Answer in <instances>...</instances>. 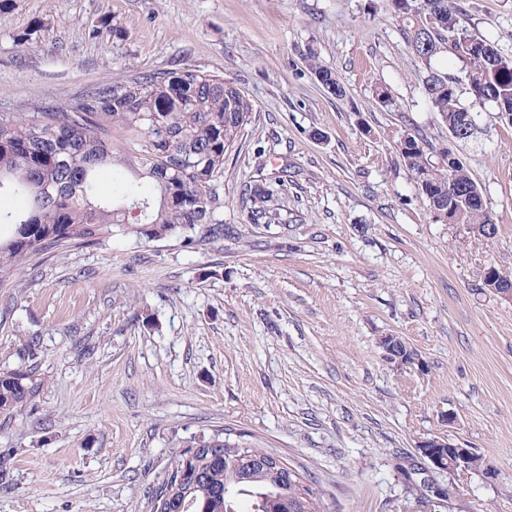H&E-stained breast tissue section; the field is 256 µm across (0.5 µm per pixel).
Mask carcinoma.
<instances>
[{
    "mask_svg": "<svg viewBox=\"0 0 512 512\" xmlns=\"http://www.w3.org/2000/svg\"><path fill=\"white\" fill-rule=\"evenodd\" d=\"M390 11L427 76L422 95L455 135L471 140L473 109L485 108L512 125V55L478 34L454 0H390ZM460 62L455 73L436 67L443 57ZM312 60L318 83L345 95L336 73ZM468 95L471 105L461 102ZM81 107L37 109L25 117L0 115V194H19L24 205L0 211L13 234L0 240V285L16 268L43 255L93 246L118 232L146 242L177 233L213 236L220 206L216 189L224 158L249 121L251 106L224 79L190 67H168L100 83L78 97ZM401 162L436 220L491 224L489 206L460 155L436 149L414 129L396 144ZM437 154L432 161L431 154ZM121 167L132 180L106 190L99 173ZM265 192L251 191L250 220L272 218ZM40 384L30 373H0V413L33 401ZM176 456V470L149 497L148 512H320L319 489L304 482L280 456L219 434ZM267 464L249 466V457Z\"/></svg>",
    "mask_w": 512,
    "mask_h": 512,
    "instance_id": "carcinoma-1",
    "label": "carcinoma"
}]
</instances>
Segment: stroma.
<instances>
[{
  "label": "stroma",
  "instance_id": "obj_1",
  "mask_svg": "<svg viewBox=\"0 0 512 512\" xmlns=\"http://www.w3.org/2000/svg\"><path fill=\"white\" fill-rule=\"evenodd\" d=\"M512 53V0H462ZM388 0H6L0 114L172 64L252 106L224 159L223 236L103 244L22 264L0 285V372L39 397L0 413V512H147L176 454L219 433L286 459L321 512H512V126L481 112L456 151L499 231L435 221L396 151L448 129ZM332 68L326 93L309 66ZM394 107H383L378 89ZM262 185L275 219H250ZM400 336L417 365L390 362ZM36 342L28 359L24 348ZM475 449L453 498L420 441ZM310 60L313 62L311 64V69L322 88L327 93L336 97L344 96L346 93L345 89L337 79L336 73L328 66L316 62L314 58Z\"/></svg>",
  "mask_w": 512,
  "mask_h": 512
}]
</instances>
